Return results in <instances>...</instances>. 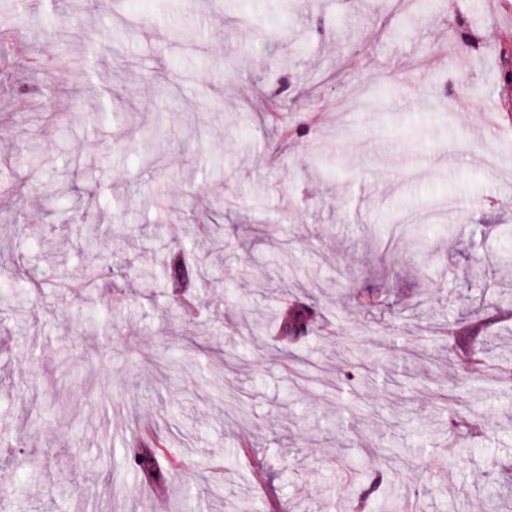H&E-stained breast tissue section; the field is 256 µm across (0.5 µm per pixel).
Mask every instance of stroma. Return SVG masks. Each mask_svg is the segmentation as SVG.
I'll list each match as a JSON object with an SVG mask.
<instances>
[{
    "instance_id": "1",
    "label": "stroma",
    "mask_w": 512,
    "mask_h": 512,
    "mask_svg": "<svg viewBox=\"0 0 512 512\" xmlns=\"http://www.w3.org/2000/svg\"><path fill=\"white\" fill-rule=\"evenodd\" d=\"M488 2L400 32L409 0H298L279 30L254 22L277 0H42L35 26L0 0L39 57L0 46V512H357L366 456L405 510L512 512V118L488 136ZM74 209L94 246L61 224ZM207 235L224 250L188 314L168 251ZM294 298L319 317L282 359L252 322ZM485 311L471 380L448 320ZM148 435L178 461L161 501L124 459Z\"/></svg>"
}]
</instances>
